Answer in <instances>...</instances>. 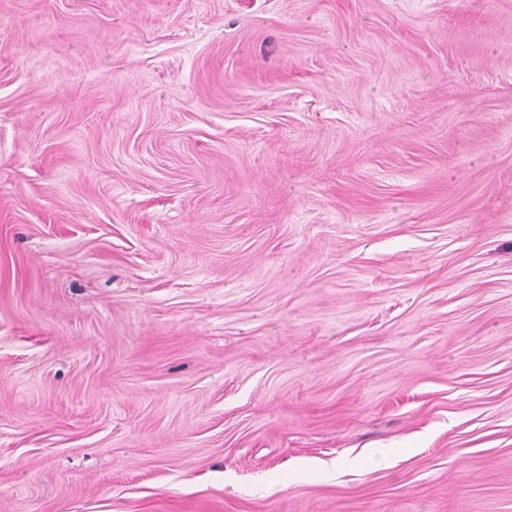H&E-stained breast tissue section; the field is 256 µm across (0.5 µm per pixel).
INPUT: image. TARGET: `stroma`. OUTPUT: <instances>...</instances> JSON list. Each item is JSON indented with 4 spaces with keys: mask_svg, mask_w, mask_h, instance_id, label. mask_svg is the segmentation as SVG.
Segmentation results:
<instances>
[{
    "mask_svg": "<svg viewBox=\"0 0 512 512\" xmlns=\"http://www.w3.org/2000/svg\"><path fill=\"white\" fill-rule=\"evenodd\" d=\"M0 512H512V0H0Z\"/></svg>",
    "mask_w": 512,
    "mask_h": 512,
    "instance_id": "stroma-1",
    "label": "stroma"
}]
</instances>
